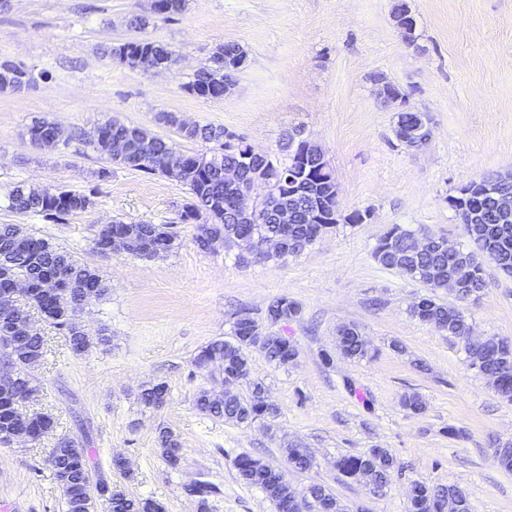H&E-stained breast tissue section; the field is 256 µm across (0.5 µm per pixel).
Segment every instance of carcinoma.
I'll use <instances>...</instances> for the list:
<instances>
[{"label":"carcinoma","instance_id":"cac0c4a2","mask_svg":"<svg viewBox=\"0 0 512 512\" xmlns=\"http://www.w3.org/2000/svg\"><path fill=\"white\" fill-rule=\"evenodd\" d=\"M184 8V0H158L155 16L135 15L130 19V25L142 32L154 24V17L161 16L171 19ZM240 45L228 42L218 46L210 57L208 65L197 71L189 83V92L203 98H214L224 92V59L236 56ZM150 54L161 57L173 55V51L161 42L144 36L135 42L125 43L115 51V56L129 66L136 65V55ZM31 80V74L9 60L0 61V90L10 89L20 91ZM159 120L175 127L180 136L189 141L220 144V150L211 154L208 165L198 166L199 157L194 154L186 155L187 170L180 183L186 186L189 194L184 204L180 219L184 224H196L194 242L197 247L207 250L204 238L210 228L222 230L234 225L236 217L230 210L224 209V168L236 166L241 157L249 150V145L236 138L222 126L194 125L185 127L180 117L174 112H162ZM136 126L108 121L97 127L89 138V144L99 154L112 159L110 144L119 139L133 144V158L123 162V166L138 170L144 174L151 170L141 166L138 158L142 154L162 158L174 153L170 141L155 137L147 144L132 142ZM336 187L332 173H317L307 181L302 188L298 207H304L313 195H327ZM486 188L470 183L459 190V195L452 197L450 204L460 217L476 203H481L486 217V223L480 225V230L470 237L473 249L464 252L470 258L465 271V289L463 295L480 293L486 282L483 277L479 257L488 251V241L499 239L500 246L512 251V230L503 238H498L499 225L493 221L490 199L485 196ZM94 190L87 193L58 191L51 187L43 189L29 188L23 184H15L5 194L7 208L15 213H34L45 220L62 224L67 217L75 212L83 211L92 205L91 196ZM205 214L210 223L199 224L197 219ZM252 234L258 239L272 238L282 232L279 224H269L261 220L251 225ZM161 249L143 247L136 253L138 257H152L160 253H169L178 246V235L162 231ZM15 228L12 224H0V287L15 277H24L32 282L33 288L28 302L38 308L45 305L50 324L63 333L68 347L73 353L81 355L87 352L95 343H102L105 337L92 338L82 334L72 333V317L75 313L73 303L78 295L67 297L57 295L44 302V296L51 292V279L66 280L73 289L80 290L91 284L98 290L88 296L87 301L101 298L107 288L96 270L77 263L69 252L56 247L48 240L27 234L30 246L21 250L16 248ZM293 239L299 245L289 247L281 253L267 255L269 259H279L290 255H299L310 247L318 235L308 230V225L294 224ZM374 257L383 267L397 269L416 281H423V270L432 264L442 268V277L426 282L431 290L448 288V271L457 270L459 261L455 256H448L437 251H426L422 248L416 233L399 225L378 242L374 249ZM427 305L413 310V315L420 321L434 325L442 323L447 326L448 336L463 339L464 333L470 328L463 311L453 305L437 301L434 297H426ZM269 311L287 322L298 317L301 312L299 304L281 296L269 305ZM28 311L17 306L10 318L0 320V330L9 326L13 335L17 336L20 349L30 353L33 358H41L45 353L44 339L37 335H29L25 331ZM256 320L248 314H241L233 322L232 340H214L198 353L195 362L218 363L224 367V372L236 375L242 381L250 377V365L247 352L259 348L269 362L277 366H286L293 362L298 355L296 346L288 338L268 334L265 340L258 344L250 336L249 329ZM337 347L341 353L351 359H364L368 356L366 343L355 325H344L338 330ZM469 367L476 370L492 381L493 386L501 396H509L512 400V343L498 338L489 337L487 344L479 348L465 347ZM252 396L245 400L229 390L220 396H211L203 392L196 399L197 408L207 414L237 425L251 426L258 420H269L277 416V409L263 401V384L251 382ZM168 396L166 383L160 382L142 390L140 400L146 407L163 405ZM22 417L19 405L11 404L10 400L0 395V433L12 421ZM161 454L167 464L173 468L180 464L181 444L169 431L159 435ZM53 475L60 486L66 505V512H93L98 493L106 495L109 512H163V506L150 499L134 496L122 489L108 487L96 492L89 480L87 449L73 439L62 438L51 452ZM289 464L300 471H306L313 466L303 448L288 449ZM396 462L385 448H371L357 455L343 456L337 461L339 472L349 478L372 484L378 491H383L391 480ZM234 467L238 478L249 486L259 488L266 498L274 505L276 512H345L344 505L326 487L313 484L307 488L303 501H298V493L286 482L278 468L271 462L240 454L234 459ZM450 495L459 498L458 512H471L467 496L454 485L414 484L409 497L408 512H436L441 499Z\"/></svg>","mask_w":512,"mask_h":512}]
</instances>
